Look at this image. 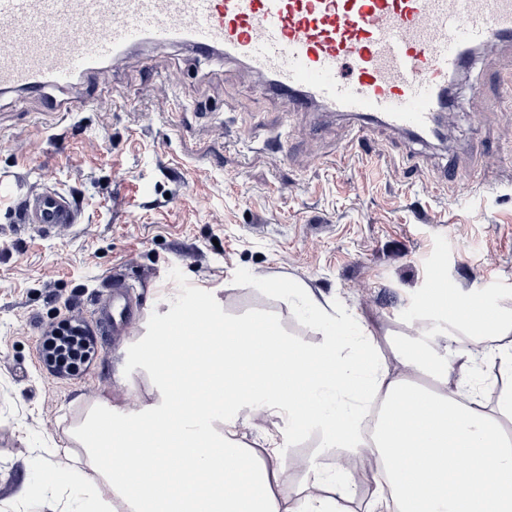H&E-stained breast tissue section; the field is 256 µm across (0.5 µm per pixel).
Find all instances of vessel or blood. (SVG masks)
I'll list each match as a JSON object with an SVG mask.
<instances>
[{
  "mask_svg": "<svg viewBox=\"0 0 512 512\" xmlns=\"http://www.w3.org/2000/svg\"><path fill=\"white\" fill-rule=\"evenodd\" d=\"M183 45L244 64L293 111L318 106L428 138L442 112H462L448 84L478 48H512V0H0V94H37L108 70L139 47ZM70 196L45 186L29 196L24 224H75ZM128 285L108 278L93 297L100 335L138 323ZM457 314L494 317L479 296ZM182 415L199 416L209 391L174 392ZM114 466L148 482L152 470L117 452Z\"/></svg>",
  "mask_w": 512,
  "mask_h": 512,
  "instance_id": "1",
  "label": "vessel or blood"
}]
</instances>
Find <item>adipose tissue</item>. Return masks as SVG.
Segmentation results:
<instances>
[{"mask_svg":"<svg viewBox=\"0 0 512 512\" xmlns=\"http://www.w3.org/2000/svg\"><path fill=\"white\" fill-rule=\"evenodd\" d=\"M468 325L458 357L492 361L499 390L492 405L478 392L449 389L452 366L434 350L400 352L404 370L391 374L376 353L373 332L361 323L337 325L318 349L161 351L153 362L166 388H210V413L223 417L224 430L205 432L169 408L124 423L132 454L148 461L156 480L141 488L132 473L109 465L89 480V500L98 512L114 499L125 512H347L344 470L316 473L324 492L313 494L303 485L288 486L284 469H268L236 440V424L250 412L315 430L327 448L368 447L377 478L367 512H512V315L498 313L488 323L473 317ZM349 338L363 354L360 361L338 356ZM422 374L433 380L422 389L430 414L399 422L380 416L372 442H365L361 424L371 407L398 401L419 387ZM283 381L309 395V413L282 400L276 387ZM227 458L234 465L225 490L198 481V473ZM284 498L289 508H281Z\"/></svg>","mask_w":512,"mask_h":512,"instance_id":"obj_1","label":"adipose tissue"}]
</instances>
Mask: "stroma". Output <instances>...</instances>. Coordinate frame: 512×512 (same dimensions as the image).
Here are the masks:
<instances>
[{"mask_svg": "<svg viewBox=\"0 0 512 512\" xmlns=\"http://www.w3.org/2000/svg\"><path fill=\"white\" fill-rule=\"evenodd\" d=\"M496 72H512L511 50L457 78L469 107L448 114L446 139L428 142L317 108L289 111L246 66L183 46L133 50L117 73L43 97L0 95V179L25 195L53 182L81 218L46 232L0 203V512H83L92 468L78 427L93 413L136 419L161 397L143 368L124 367L146 317L170 310L171 268L225 313H275L310 344L324 334L300 325L288 302L234 284L235 271L291 278L328 313L341 301L394 373L403 366L393 346L423 339L452 360V339L466 332L425 304L432 269L459 300L481 295L512 313V99L500 100ZM48 97L69 102V115L47 114ZM116 273L142 298L144 321L107 337L79 379L42 370V330L89 315ZM272 435L292 485L320 493L315 470L345 467L351 512H365L371 454L322 447L274 415L237 426L257 453Z\"/></svg>", "mask_w": 512, "mask_h": 512, "instance_id": "1", "label": "stroma"}]
</instances>
